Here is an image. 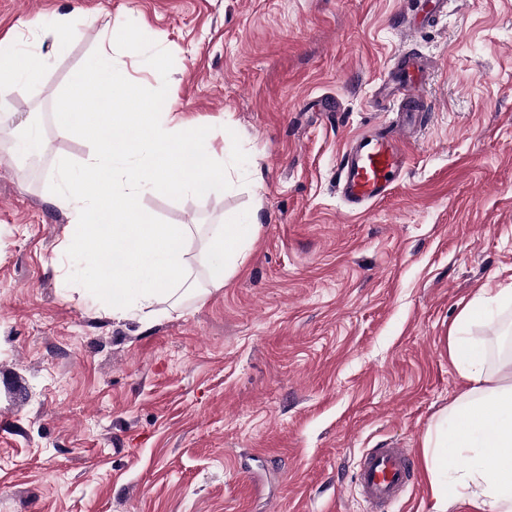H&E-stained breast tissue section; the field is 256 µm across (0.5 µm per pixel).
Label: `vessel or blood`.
Instances as JSON below:
<instances>
[{"label":"vessel or blood","instance_id":"b4317fda","mask_svg":"<svg viewBox=\"0 0 512 512\" xmlns=\"http://www.w3.org/2000/svg\"><path fill=\"white\" fill-rule=\"evenodd\" d=\"M427 70L416 55L399 53L381 72L377 94L398 102L402 114L353 136L341 160L338 191L349 210L383 201L411 162L409 145L428 115ZM415 482L406 448H367L357 461L355 485L367 512H390Z\"/></svg>","mask_w":512,"mask_h":512}]
</instances>
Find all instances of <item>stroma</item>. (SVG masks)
<instances>
[{
	"instance_id": "35a3bbf8",
	"label": "stroma",
	"mask_w": 512,
	"mask_h": 512,
	"mask_svg": "<svg viewBox=\"0 0 512 512\" xmlns=\"http://www.w3.org/2000/svg\"><path fill=\"white\" fill-rule=\"evenodd\" d=\"M0 0V41L48 54L0 124V512H364L361 449L420 438L463 381L441 344L512 284V0ZM112 27L117 67L224 148V190L144 195L159 224L259 229L224 287L113 320L66 260L53 115ZM432 67L429 119L390 196L337 188L376 77ZM159 56L169 78L145 70ZM38 126L36 162L14 136Z\"/></svg>"
}]
</instances>
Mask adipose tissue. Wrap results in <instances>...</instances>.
Here are the masks:
<instances>
[{
    "label": "adipose tissue",
    "instance_id": "adipose-tissue-1",
    "mask_svg": "<svg viewBox=\"0 0 512 512\" xmlns=\"http://www.w3.org/2000/svg\"><path fill=\"white\" fill-rule=\"evenodd\" d=\"M49 60L40 52L0 51V92L37 79ZM136 85L117 72L108 53H100L89 76L77 79L63 99L66 117L79 123L57 125L62 137L91 140L96 156L78 176L59 168L55 204L69 222L61 247L91 257L94 284L111 299L114 319L152 313L161 303L180 304L223 288L236 272L235 255L249 244L254 224H157L144 209L146 191L194 193L207 183L224 190V172L216 152L198 128L175 123L153 103L127 109ZM109 111H101V104ZM109 209L112 221L92 223ZM198 239L196 252L187 243ZM119 253L118 263L105 255ZM493 306L512 308V288H481L462 307L443 348L465 382L464 390L437 413L421 437V459L436 512L467 503L471 512H512V356L492 359L487 337L471 333ZM463 459L458 470L449 460Z\"/></svg>",
    "mask_w": 512,
    "mask_h": 512
}]
</instances>
